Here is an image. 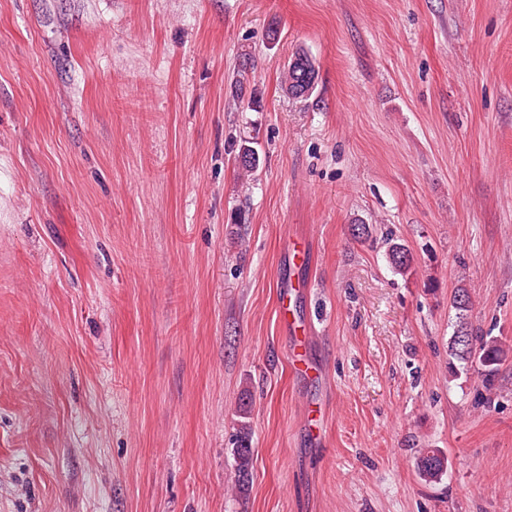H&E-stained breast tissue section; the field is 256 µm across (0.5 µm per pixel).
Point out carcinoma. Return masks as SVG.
I'll return each instance as SVG.
<instances>
[{"label": "carcinoma", "instance_id": "1", "mask_svg": "<svg viewBox=\"0 0 512 512\" xmlns=\"http://www.w3.org/2000/svg\"><path fill=\"white\" fill-rule=\"evenodd\" d=\"M295 58L305 61L311 68V76L304 78V73L295 64H288L285 69L284 89L293 98H308L312 95L317 80V71L312 57L298 52ZM237 166L248 173H255L260 165L257 149L243 141L235 153ZM392 267L400 274L408 273L413 265V256L400 244H394L388 252ZM452 308L456 311V324L452 336L448 340L449 356L456 359L462 366L475 364L481 366V377L485 387L492 386L498 366L512 352L505 341L493 336H478L469 321L472 300L465 288L454 292ZM250 427L243 423L240 427V441L234 450L235 487L242 491L248 482L252 467V451L249 448ZM419 475L426 481L437 480L447 468V460L437 449L425 448L416 459Z\"/></svg>", "mask_w": 512, "mask_h": 512}]
</instances>
